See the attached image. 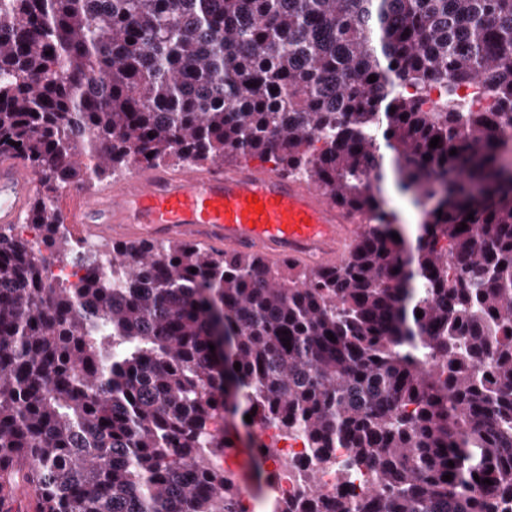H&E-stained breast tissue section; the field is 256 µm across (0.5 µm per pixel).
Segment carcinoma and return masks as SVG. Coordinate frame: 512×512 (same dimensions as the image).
<instances>
[{
	"mask_svg": "<svg viewBox=\"0 0 512 512\" xmlns=\"http://www.w3.org/2000/svg\"><path fill=\"white\" fill-rule=\"evenodd\" d=\"M507 126L512 0H0V155L37 181L33 237L0 225V512L20 489L32 512H241L248 474L205 458L247 414L375 472L356 498L311 472L288 512H504ZM385 148L413 246L372 189ZM240 159L377 223L333 266L152 241L104 265L54 207Z\"/></svg>",
	"mask_w": 512,
	"mask_h": 512,
	"instance_id": "carcinoma-1",
	"label": "carcinoma"
}]
</instances>
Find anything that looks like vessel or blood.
I'll list each match as a JSON object with an SVG mask.
<instances>
[{
	"instance_id": "vessel-or-blood-1",
	"label": "vessel or blood",
	"mask_w": 512,
	"mask_h": 512,
	"mask_svg": "<svg viewBox=\"0 0 512 512\" xmlns=\"http://www.w3.org/2000/svg\"><path fill=\"white\" fill-rule=\"evenodd\" d=\"M35 191L30 168L0 156V224L18 223ZM59 211L83 238L131 233L218 242L317 266L340 262L362 229L360 217L311 186L248 160L179 172L138 167L96 196L66 193Z\"/></svg>"
}]
</instances>
